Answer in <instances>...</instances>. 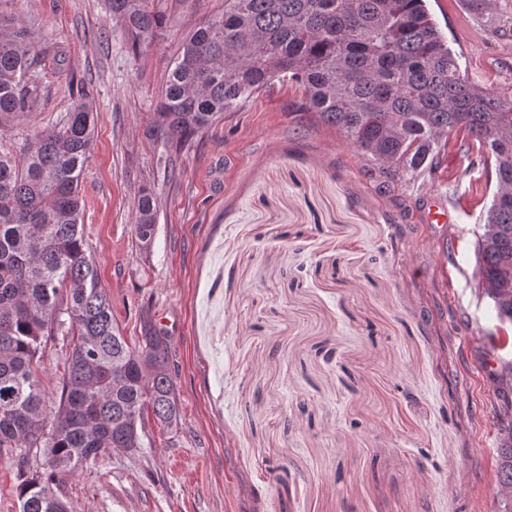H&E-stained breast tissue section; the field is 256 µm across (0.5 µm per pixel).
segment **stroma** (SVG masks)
Segmentation results:
<instances>
[{
	"label": "stroma",
	"mask_w": 512,
	"mask_h": 512,
	"mask_svg": "<svg viewBox=\"0 0 512 512\" xmlns=\"http://www.w3.org/2000/svg\"><path fill=\"white\" fill-rule=\"evenodd\" d=\"M165 24L133 52L108 0H0L65 52L42 105L0 135L12 153L81 92L96 110L82 175L99 285L129 344L151 318L170 343L181 424L145 415L144 446L60 486L77 512H512L498 483L496 372L512 326L478 287L476 242L495 175L462 134L429 171L389 181L275 82L200 133L165 170L149 137L167 65L224 0H150ZM463 73L512 91V0H428ZM151 188L157 233L134 234ZM452 225L429 224L431 206ZM69 345L40 380L57 401Z\"/></svg>",
	"instance_id": "stroma-1"
}]
</instances>
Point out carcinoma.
<instances>
[{
  "instance_id": "cac0c4a2",
  "label": "carcinoma",
  "mask_w": 512,
  "mask_h": 512,
  "mask_svg": "<svg viewBox=\"0 0 512 512\" xmlns=\"http://www.w3.org/2000/svg\"><path fill=\"white\" fill-rule=\"evenodd\" d=\"M111 9L136 50L163 28L148 0H111ZM63 60L0 15V133L38 108L34 72ZM285 77L303 88L298 110L339 130L389 179L432 169L454 130L488 152L496 190L476 243L478 280L499 322L512 325V94L465 77L426 0H224V12L184 38L150 132L178 153ZM94 127L82 97L20 156L0 154V456L17 459L21 512H72L59 483L99 456L142 447L146 410L168 429L180 421L168 338L147 318L130 347L98 287L81 195ZM156 218L144 188L134 224L142 250ZM59 332L73 347L49 412L38 366ZM501 430L498 478L512 489V423ZM34 448L48 472L26 470Z\"/></svg>"
}]
</instances>
